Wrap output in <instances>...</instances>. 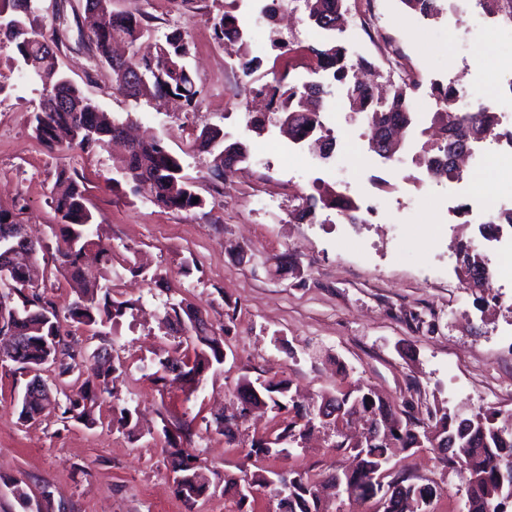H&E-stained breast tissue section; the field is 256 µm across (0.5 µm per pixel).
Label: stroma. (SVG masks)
Masks as SVG:
<instances>
[{"label": "stroma", "mask_w": 512, "mask_h": 512, "mask_svg": "<svg viewBox=\"0 0 512 512\" xmlns=\"http://www.w3.org/2000/svg\"><path fill=\"white\" fill-rule=\"evenodd\" d=\"M261 6L113 0V10L150 16L154 37L187 34L194 46L187 67L202 92L192 110L114 90L110 69L88 44L84 0H37L35 23L57 39L60 72L101 110L129 123L135 137L160 141L180 159L204 201L189 211L161 207L148 190L132 192L118 172L122 145L86 154L40 144L32 120L41 84L15 62L13 45L0 42V211L46 244L38 255L46 293L65 309L78 286L54 268L51 190L60 171L82 176L99 236L112 251V297L132 304L105 339L71 330L69 341L83 355L104 346L121 367L113 394L94 408V425L63 420L51 406L37 420L20 421L28 378L0 366V512H24L12 493L16 484L43 512H237L227 479L305 472L323 481L354 467L351 453L336 449V435L322 427L280 454H253V444L289 414L241 415L235 388L245 377L287 380L306 407L346 380L372 389L404 419L423 422L442 407L463 418L493 412L498 422L512 420V278L494 294L467 288L453 249L458 239L480 238L483 210L512 195V180L496 167L486 187L465 194L452 193L444 179L421 189L411 157L422 139L407 137L399 158L383 161L369 152L367 124L350 114L339 89L323 114L336 140L331 156L291 143L266 98L253 91L273 81L277 39L294 47L326 35L292 8L274 23L258 22ZM364 7L365 0H345L346 23L336 38L384 73L388 63L358 26ZM443 7L438 18L425 19L401 0H374L380 26L422 84L413 110L425 127L434 110L421 100L432 82L460 79L475 103L495 74L512 72L511 26L485 16L474 0H443ZM224 12L246 30L245 45L217 43L212 18ZM241 52L260 61L252 76L237 65ZM252 114L265 116L262 129L250 125ZM206 127L220 128L249 152L220 181L210 176L211 155L192 148ZM378 177L392 189L377 190ZM341 183L365 208L363 223H348L333 208L314 222L297 220L303 196L335 194ZM464 204L469 212H461ZM180 301L203 314L227 353L223 367L208 371L194 390L148 377L155 355L184 349L180 334L162 323L166 306ZM116 406L137 410L135 434L113 425ZM218 411L237 417L234 437L216 431ZM165 422L191 426L189 450L209 486L196 502L177 492L168 447L157 434ZM390 473L438 485L430 512H466L465 480L432 450L394 446Z\"/></svg>", "instance_id": "1"}]
</instances>
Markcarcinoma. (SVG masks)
<instances>
[{"label": "carcinoma", "instance_id": "1", "mask_svg": "<svg viewBox=\"0 0 512 512\" xmlns=\"http://www.w3.org/2000/svg\"><path fill=\"white\" fill-rule=\"evenodd\" d=\"M86 10L100 18L99 24L89 36L95 56L112 71L116 89L132 97L169 96L185 100L187 106L196 109L201 90L196 88L186 69L185 59L191 54V44L184 33L175 30L163 40H155L148 49H142V39L150 35L149 17H137L131 13H112V0H85ZM308 20L317 28L334 32L339 29L343 0H299ZM439 0H402L413 13L433 18L438 12ZM484 13L512 25V0H477ZM36 6L34 0H0V41L14 45L22 65L36 75L42 92L39 109L34 116V136L47 147L59 143V134L69 136L68 147L90 153L109 144L124 130L123 123L101 111L99 107L56 67L55 50L50 38L42 29L33 25L31 16ZM217 39L240 40L243 30L237 17L226 12L213 18ZM120 39L127 43L128 55L120 59L113 54V43ZM315 59L312 72L328 74L332 83L287 80V75L274 76L275 85L270 88V106L280 113L281 127L285 128L293 142L317 130H324L321 112L324 98L332 94L331 84L345 93L350 109L361 114L373 128V135L387 129L391 122L409 128L415 124L411 108V94L419 88L416 80H405L392 89L385 100H375L369 93V85L351 81L350 72L356 68H369L364 58L356 60L348 56L347 49L331 39L319 47H310ZM137 68L147 74V83L133 86L126 77L129 68ZM431 95L442 105L431 118V127L440 137L436 152L423 149L418 163L426 171L439 178L457 176L454 167L440 165L435 157L448 154L452 145L480 139L492 123L491 113L462 109L448 115V105L464 98V92L452 83L434 82ZM194 146L214 155L211 176L224 178V153L237 155L239 161L248 158V151L241 143L224 145V133L219 128L205 127L197 136ZM124 175L130 183L138 185L147 179L153 191L154 201L173 210L200 208L203 200L193 203L197 193L183 174L180 160L172 155L159 141L137 142L129 146L124 163ZM51 203L57 217L60 233L56 235L55 257L58 268L73 275L82 276L89 257L108 263L112 253L97 237L94 217L86 204L85 189L75 178L61 171L56 178ZM324 200L310 195L303 200L297 219H314ZM334 206L351 224H358L359 205L351 198L340 196ZM20 228L12 216L0 211V242L7 247L16 245L15 232ZM43 246L37 242L29 248L17 251L7 259V271L0 272V363H12L20 372L42 378L46 364L58 362L59 374L72 369L76 350L65 340L62 322L69 321L93 332L95 336H110L112 328L125 314L127 302L112 299L110 292L98 297L99 284L89 283L82 289L80 299L59 313L55 303L41 291L40 270L37 255ZM192 308L183 303L170 305L164 320L178 331H188L185 338L193 355L160 356L155 361L156 370L148 374L155 383L170 378L183 379L195 386L198 376L215 366L224 364V338L205 333L199 334L189 327ZM98 391L86 388L75 394H63V398L51 400L53 387L45 392L30 395L20 403V420L36 419L44 408L55 402L64 420L84 423L94 422V405L109 392L108 374ZM285 395L286 381L269 382L266 401L255 407L271 406L279 411L287 409L275 394ZM321 402L334 407L336 415L326 421L338 428L348 417L364 413L381 431L379 437L353 446L359 462L350 472L340 473L344 493L350 487L359 489L355 501L373 498L370 490L379 480L387 477V450L395 441L407 448H422L433 441H445L451 448L450 455H439L448 463L457 464L465 474L468 493L476 502H491L501 506L512 502V433L495 426L490 415H476L461 420L440 409L428 417V423L418 430L415 424L404 422L386 403L375 400L370 393H362L348 385L321 396ZM294 416L273 438L255 445V453L282 452L285 446L302 437L304 430L314 426L316 418L308 416L297 406H292ZM165 442L172 449L173 470L182 475L178 493L187 501L194 502L207 490L205 485L194 482L197 476L195 456L182 446L189 439V425L162 428ZM288 494L278 498L277 512H327L323 505H313L308 510L301 502L310 499L317 487L316 478L298 473L288 476Z\"/></svg>", "mask_w": 512, "mask_h": 512}]
</instances>
